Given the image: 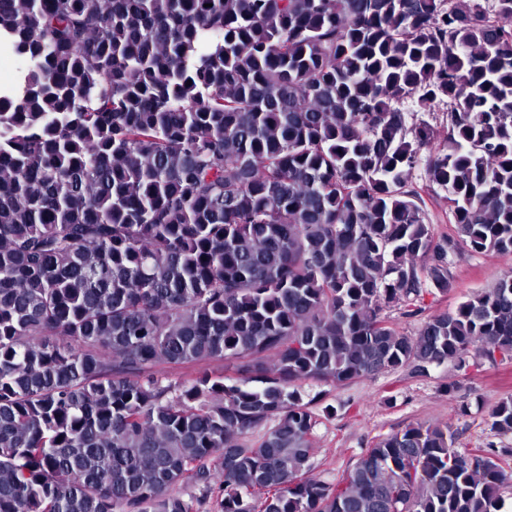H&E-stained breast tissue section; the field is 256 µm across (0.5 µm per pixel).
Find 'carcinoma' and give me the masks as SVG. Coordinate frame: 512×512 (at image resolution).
<instances>
[{
    "label": "carcinoma",
    "mask_w": 512,
    "mask_h": 512,
    "mask_svg": "<svg viewBox=\"0 0 512 512\" xmlns=\"http://www.w3.org/2000/svg\"><path fill=\"white\" fill-rule=\"evenodd\" d=\"M2 42L0 512H501L509 449L438 430L321 480L295 386L512 359V271L385 314L512 255V0H0ZM413 185L426 200L427 216L431 224L434 225L437 235L454 236V224L448 220V203L444 198L445 194L442 191L435 193L431 190L424 178L422 166L415 173ZM512 269V255L504 256L497 253H470L460 251L451 265V285L447 293L425 296L426 310L421 316L407 317L402 310L390 312L391 320L396 327L409 336H413L423 318L456 309L466 296L489 288L502 274ZM221 371H224V365L221 363H201L187 368H178L161 364L154 368L156 376L164 383L169 380L175 381L180 378L197 377L203 372L219 373Z\"/></svg>",
    "instance_id": "obj_1"
}]
</instances>
